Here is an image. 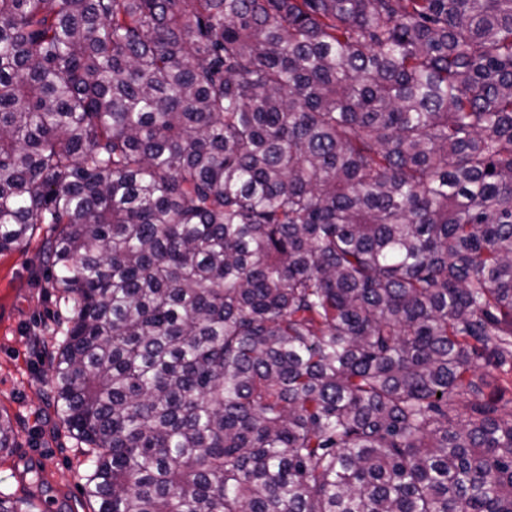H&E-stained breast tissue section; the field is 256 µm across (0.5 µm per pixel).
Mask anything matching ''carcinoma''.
Listing matches in <instances>:
<instances>
[{
	"instance_id": "carcinoma-1",
	"label": "carcinoma",
	"mask_w": 512,
	"mask_h": 512,
	"mask_svg": "<svg viewBox=\"0 0 512 512\" xmlns=\"http://www.w3.org/2000/svg\"><path fill=\"white\" fill-rule=\"evenodd\" d=\"M44 224L93 512H512V0H0Z\"/></svg>"
}]
</instances>
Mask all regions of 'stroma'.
I'll return each instance as SVG.
<instances>
[{
    "mask_svg": "<svg viewBox=\"0 0 512 512\" xmlns=\"http://www.w3.org/2000/svg\"><path fill=\"white\" fill-rule=\"evenodd\" d=\"M42 236L0 253V414L15 428L0 451V489L31 498L34 512H91L90 474L51 403V353L71 307L48 284Z\"/></svg>",
    "mask_w": 512,
    "mask_h": 512,
    "instance_id": "stroma-1",
    "label": "stroma"
}]
</instances>
